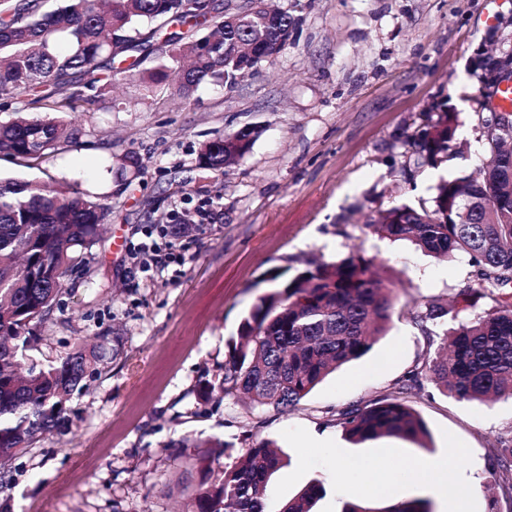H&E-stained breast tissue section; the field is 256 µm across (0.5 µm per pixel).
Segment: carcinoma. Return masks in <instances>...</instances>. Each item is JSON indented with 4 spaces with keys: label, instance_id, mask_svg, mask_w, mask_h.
<instances>
[{
    "label": "carcinoma",
    "instance_id": "cac0c4a2",
    "mask_svg": "<svg viewBox=\"0 0 512 512\" xmlns=\"http://www.w3.org/2000/svg\"><path fill=\"white\" fill-rule=\"evenodd\" d=\"M223 3L204 9L196 0H65L40 12L39 0L0 4V92L20 91L48 112H91L109 103L112 87L138 80L145 90L182 78L178 94L199 85L236 84L232 44L261 34L280 52L301 18L288 11L223 22ZM210 26L200 40L196 33ZM154 66L142 70L147 58ZM90 76L81 85L79 76ZM458 114L444 110L414 139L424 164L450 161L459 152ZM78 130L54 117L19 115L0 124V154L27 163L77 142ZM258 136L245 128L204 143L198 164L222 170L242 158ZM507 136L487 135L480 176L460 174L436 186L432 206L402 203L367 225L393 240H406L437 259L462 254L475 268L479 289L457 296L490 308L457 320V300L435 298L397 308V284L376 271L377 263L353 249L335 262L310 264L292 278L273 270L275 290L260 297L241 322L224 361V375L206 380L200 401L246 399L255 407L286 412L298 406L329 374L365 355L387 335L395 313L411 321L436 345L422 364L386 393L337 413L336 423L352 443L396 437L426 447L429 433L412 399L424 386L465 401L512 399V173L504 156ZM110 207L49 183L0 179V479L10 480L9 462L40 439L71 425L72 400L96 370L97 347L77 345L47 364L32 354L40 340L33 327L61 309L63 275L87 266ZM283 464L278 446L262 440L222 463L209 455L206 478L188 512H313L325 494L308 483L276 510L264 490ZM499 493L512 498V440L494 454ZM342 512H432L425 499H395L374 508L348 503Z\"/></svg>",
    "mask_w": 512,
    "mask_h": 512
}]
</instances>
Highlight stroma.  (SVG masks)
<instances>
[{
    "mask_svg": "<svg viewBox=\"0 0 512 512\" xmlns=\"http://www.w3.org/2000/svg\"><path fill=\"white\" fill-rule=\"evenodd\" d=\"M277 2L302 18L293 44L234 87L204 84L183 98L171 85L148 94L121 81L112 97L122 110L73 115L77 142L31 167L0 156L1 178L52 179L112 209L61 312L34 328L44 359L80 338L106 358L73 399L71 429L12 459L0 512H185L191 493L174 483L206 454L195 440L211 436L237 449L277 443L288 462L266 485L274 506L314 479L326 490L315 512L386 506L369 492L374 470L418 456L443 462L453 479L447 500L431 499L434 512H512V500L489 490L495 442L512 436L511 400L458 402L426 387L413 400L430 433L424 448L395 437L353 444L337 426L338 410L423 362L430 346L409 317L394 318L366 356L293 411L197 399L200 381L223 375L240 323L271 291L270 271L290 277L355 246L393 270L403 304L452 298L475 281L467 258L433 259L367 224L392 206L431 202L441 180L477 168L491 118L480 64L512 50V0ZM445 109L458 114L462 153L418 162L412 136ZM247 127L259 135L242 159L199 167L203 143ZM130 152L142 170L125 167ZM188 218L201 226L195 236L166 234ZM182 438L191 447H176ZM340 456L364 466L354 485L336 480Z\"/></svg>",
    "mask_w": 512,
    "mask_h": 512,
    "instance_id": "obj_1",
    "label": "stroma"
}]
</instances>
